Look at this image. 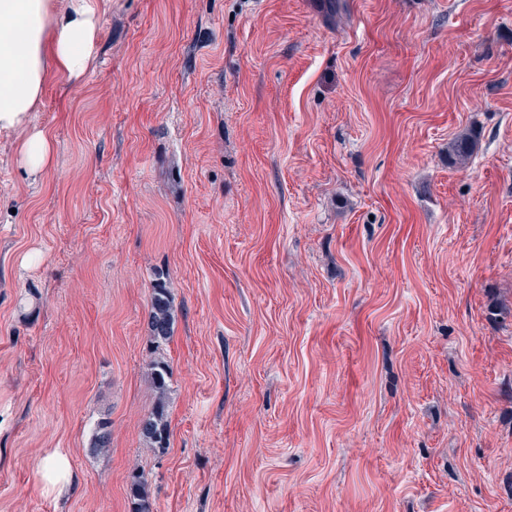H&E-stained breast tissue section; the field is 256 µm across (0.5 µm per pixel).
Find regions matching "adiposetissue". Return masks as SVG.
<instances>
[{
  "instance_id": "ef3b65f1",
  "label": "adipose tissue",
  "mask_w": 512,
  "mask_h": 512,
  "mask_svg": "<svg viewBox=\"0 0 512 512\" xmlns=\"http://www.w3.org/2000/svg\"><path fill=\"white\" fill-rule=\"evenodd\" d=\"M111 0H0V135H16L31 174L50 164V139L33 124L50 70L81 84L97 60L100 20Z\"/></svg>"
}]
</instances>
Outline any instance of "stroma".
Wrapping results in <instances>:
<instances>
[{
    "mask_svg": "<svg viewBox=\"0 0 512 512\" xmlns=\"http://www.w3.org/2000/svg\"><path fill=\"white\" fill-rule=\"evenodd\" d=\"M35 124L38 177L0 136V512H130L135 470L154 512H512V0H111ZM477 143L478 137L474 132L468 131L456 135L448 143V158L451 164L457 167L467 166ZM174 325L175 311L171 292L166 280L159 275L151 288L149 310L150 338L156 349L170 341ZM147 375L155 391V400L152 408L140 422V434L151 448L164 451L170 444L168 420L170 365L162 356L157 355L147 364Z\"/></svg>",
    "mask_w": 512,
    "mask_h": 512,
    "instance_id": "stroma-1",
    "label": "stroma"
}]
</instances>
